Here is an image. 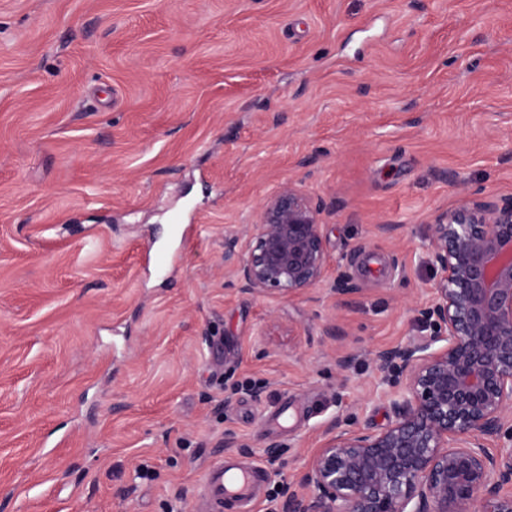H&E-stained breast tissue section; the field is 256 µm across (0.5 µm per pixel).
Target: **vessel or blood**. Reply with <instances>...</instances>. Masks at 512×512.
<instances>
[{
	"label": "vessel or blood",
	"instance_id": "vessel-or-blood-1",
	"mask_svg": "<svg viewBox=\"0 0 512 512\" xmlns=\"http://www.w3.org/2000/svg\"><path fill=\"white\" fill-rule=\"evenodd\" d=\"M263 482L258 467L215 461L206 469L203 483L193 503L194 512H251Z\"/></svg>",
	"mask_w": 512,
	"mask_h": 512
}]
</instances>
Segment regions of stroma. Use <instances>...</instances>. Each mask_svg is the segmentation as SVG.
I'll return each instance as SVG.
<instances>
[{
	"label": "stroma",
	"mask_w": 512,
	"mask_h": 512,
	"mask_svg": "<svg viewBox=\"0 0 512 512\" xmlns=\"http://www.w3.org/2000/svg\"><path fill=\"white\" fill-rule=\"evenodd\" d=\"M287 182L330 267L262 298L224 247ZM476 190L512 194V0H0V512H193L219 458L288 512L332 422L393 420L372 353Z\"/></svg>",
	"instance_id": "35a3bbf8"
}]
</instances>
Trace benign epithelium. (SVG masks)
<instances>
[{
    "label": "benign epithelium",
    "instance_id": "benign-epithelium-1",
    "mask_svg": "<svg viewBox=\"0 0 512 512\" xmlns=\"http://www.w3.org/2000/svg\"><path fill=\"white\" fill-rule=\"evenodd\" d=\"M324 201L293 183L260 204L244 290L300 295L326 276ZM429 333L377 350L401 378L381 431L328 428L289 512H512V194L466 193L430 223Z\"/></svg>",
    "mask_w": 512,
    "mask_h": 512
}]
</instances>
